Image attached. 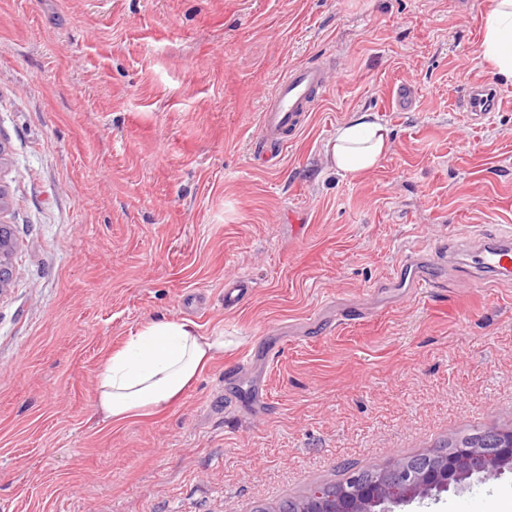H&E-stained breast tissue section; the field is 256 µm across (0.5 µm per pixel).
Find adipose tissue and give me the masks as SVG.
<instances>
[{
  "label": "adipose tissue",
  "mask_w": 512,
  "mask_h": 512,
  "mask_svg": "<svg viewBox=\"0 0 512 512\" xmlns=\"http://www.w3.org/2000/svg\"><path fill=\"white\" fill-rule=\"evenodd\" d=\"M480 54L502 81L512 83V0H494ZM391 143L389 129L375 114L358 112L337 127L326 153L333 170L357 176L373 169ZM224 346L223 332L201 333L186 319L142 324L97 370L96 417L113 424L164 411L223 355Z\"/></svg>",
  "instance_id": "adipose-tissue-1"
}]
</instances>
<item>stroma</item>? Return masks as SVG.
<instances>
[{
  "instance_id": "1",
  "label": "stroma",
  "mask_w": 512,
  "mask_h": 512,
  "mask_svg": "<svg viewBox=\"0 0 512 512\" xmlns=\"http://www.w3.org/2000/svg\"><path fill=\"white\" fill-rule=\"evenodd\" d=\"M493 0H0V180L15 240L0 293V512H277L289 498L512 430V279L461 268L409 295L398 265L512 225V84ZM331 81L281 159L253 156L291 67ZM416 90L411 110L393 97ZM392 148L341 175L355 111ZM255 288L235 310L226 278ZM226 346L167 410L93 418L99 364L146 321ZM264 397L252 403L254 385ZM512 474L404 512H491ZM480 54L494 73L512 83V0H495L482 35ZM498 90L488 83L473 86L465 100L466 117L472 124L482 123L498 104ZM253 281L246 275H239L224 281V309H236L242 300L244 290L253 288Z\"/></svg>"
}]
</instances>
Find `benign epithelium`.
Here are the masks:
<instances>
[{"label": "benign epithelium", "mask_w": 512, "mask_h": 512, "mask_svg": "<svg viewBox=\"0 0 512 512\" xmlns=\"http://www.w3.org/2000/svg\"><path fill=\"white\" fill-rule=\"evenodd\" d=\"M14 242L0 234V291L10 281ZM491 447L457 445L438 455L400 461L369 475L353 474L334 486L317 487L295 512H396L416 499L438 496L467 480L512 473V430L489 434Z\"/></svg>", "instance_id": "1"}]
</instances>
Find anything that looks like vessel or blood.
<instances>
[{"label": "vessel or blood", "mask_w": 512, "mask_h": 512, "mask_svg": "<svg viewBox=\"0 0 512 512\" xmlns=\"http://www.w3.org/2000/svg\"><path fill=\"white\" fill-rule=\"evenodd\" d=\"M330 74L318 66L295 67L274 87L271 104L260 115L257 143L259 159H271V146L286 148L289 134L306 124V110L320 92L326 90ZM499 93L490 84L471 87L465 100L466 117L474 124L482 123L498 104ZM463 255L473 264L470 285L482 287L490 280L512 278V234L503 232L494 237L464 231L436 250L419 256L406 257L390 278L393 288H406L420 293L436 287L451 256ZM250 277L239 275L224 281V307L236 309L244 290L251 288Z\"/></svg>", "instance_id": "1"}]
</instances>
